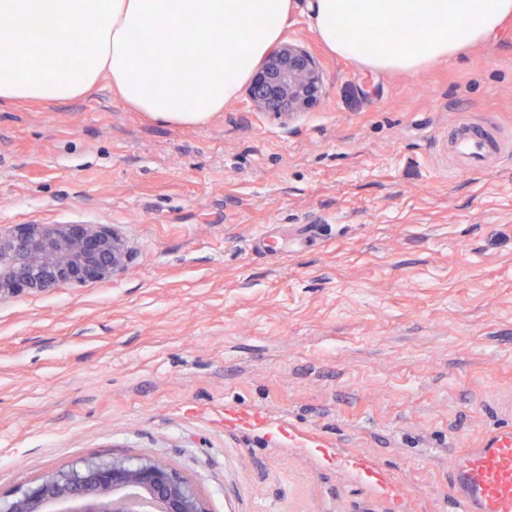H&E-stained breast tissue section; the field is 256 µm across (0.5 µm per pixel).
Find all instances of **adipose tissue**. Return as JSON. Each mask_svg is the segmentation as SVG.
I'll return each instance as SVG.
<instances>
[{
  "label": "adipose tissue",
  "instance_id": "ef3b65f1",
  "mask_svg": "<svg viewBox=\"0 0 512 512\" xmlns=\"http://www.w3.org/2000/svg\"><path fill=\"white\" fill-rule=\"evenodd\" d=\"M300 12L329 52L368 72L414 75L492 41L512 0H0V100H70L104 85L151 119L203 125ZM20 28L28 40L15 39ZM136 43L153 50L152 70ZM56 50L72 69L56 67Z\"/></svg>",
  "mask_w": 512,
  "mask_h": 512
}]
</instances>
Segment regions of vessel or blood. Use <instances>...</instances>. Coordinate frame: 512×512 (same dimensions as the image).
Instances as JSON below:
<instances>
[{
    "label": "vessel or blood",
    "mask_w": 512,
    "mask_h": 512,
    "mask_svg": "<svg viewBox=\"0 0 512 512\" xmlns=\"http://www.w3.org/2000/svg\"><path fill=\"white\" fill-rule=\"evenodd\" d=\"M512 153V143L491 124L464 119L448 130V158L453 169L483 172ZM359 476L386 486L396 503L407 501L405 483L381 467L359 468ZM448 496L454 512H512V429L488 434L474 448H458L448 465Z\"/></svg>",
    "instance_id": "obj_1"
}]
</instances>
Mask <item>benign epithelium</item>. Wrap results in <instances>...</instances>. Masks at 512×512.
<instances>
[{"label":"benign epithelium","instance_id":"7a95c632","mask_svg":"<svg viewBox=\"0 0 512 512\" xmlns=\"http://www.w3.org/2000/svg\"><path fill=\"white\" fill-rule=\"evenodd\" d=\"M321 73L302 46L284 42L264 58L249 87L258 108L291 115L316 98ZM118 236L100 224H21L0 234V301L17 286L45 292L61 283L108 279L125 267ZM137 490L154 512H210L183 477L154 458L85 459L0 499V512H135Z\"/></svg>","mask_w":512,"mask_h":512}]
</instances>
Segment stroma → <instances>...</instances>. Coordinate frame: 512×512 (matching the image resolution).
<instances>
[{
  "label": "stroma",
  "instance_id": "1",
  "mask_svg": "<svg viewBox=\"0 0 512 512\" xmlns=\"http://www.w3.org/2000/svg\"><path fill=\"white\" fill-rule=\"evenodd\" d=\"M283 40L322 89L287 119L248 91L200 126L100 89L0 102V232L106 224L107 280L0 301V497L89 458L172 465L211 512H391L304 435L449 512L452 450L512 424V157L448 167V129L512 137V24L420 73L330 54L305 15ZM305 247H248L268 231ZM287 420L226 428L229 409Z\"/></svg>",
  "mask_w": 512,
  "mask_h": 512
}]
</instances>
